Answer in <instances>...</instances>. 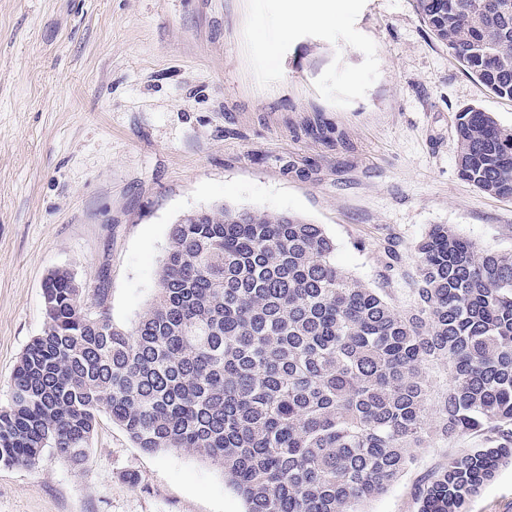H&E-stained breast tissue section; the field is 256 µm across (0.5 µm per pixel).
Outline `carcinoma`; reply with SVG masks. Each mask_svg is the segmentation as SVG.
<instances>
[{"label": "carcinoma", "instance_id": "cac0c4a2", "mask_svg": "<svg viewBox=\"0 0 512 512\" xmlns=\"http://www.w3.org/2000/svg\"><path fill=\"white\" fill-rule=\"evenodd\" d=\"M512 0H417L471 77L512 101ZM454 144L463 180L512 198V129L467 106ZM322 225L220 205L171 225L158 291L134 325L107 288L47 277L46 323L0 409V464L46 448L80 467L99 412L138 448L219 468L246 512H366L432 436L474 438L415 488L417 512H466L512 461V250L450 224L416 246L413 304L338 266ZM448 371L431 403L430 368Z\"/></svg>", "mask_w": 512, "mask_h": 512}]
</instances>
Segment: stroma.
<instances>
[{
	"mask_svg": "<svg viewBox=\"0 0 512 512\" xmlns=\"http://www.w3.org/2000/svg\"><path fill=\"white\" fill-rule=\"evenodd\" d=\"M282 0H0V408L44 329L57 268L105 285L114 324L152 301L171 224L226 204L323 226L339 266L398 309L415 248L451 224L512 250V199L461 179L455 115L512 127V101L469 76L416 0H348L283 31ZM395 245L399 271L385 249ZM467 439L433 441L368 512H417L413 490ZM0 512H245L220 469L149 453L99 413L87 461L53 449L0 464ZM468 512H512V462Z\"/></svg>",
	"mask_w": 512,
	"mask_h": 512,
	"instance_id": "1",
	"label": "stroma"
}]
</instances>
